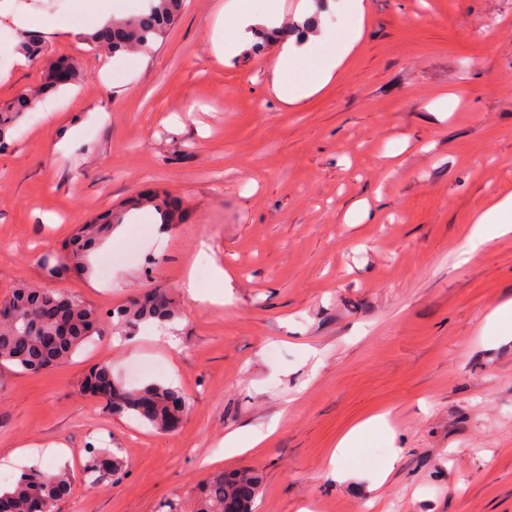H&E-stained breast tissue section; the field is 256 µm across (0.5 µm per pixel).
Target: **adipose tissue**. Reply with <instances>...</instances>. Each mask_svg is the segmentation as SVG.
<instances>
[{
    "label": "adipose tissue",
    "mask_w": 512,
    "mask_h": 512,
    "mask_svg": "<svg viewBox=\"0 0 512 512\" xmlns=\"http://www.w3.org/2000/svg\"><path fill=\"white\" fill-rule=\"evenodd\" d=\"M343 11L349 23V31L344 40L340 55L314 57L313 49L325 44L331 37L328 16L335 11ZM307 13L314 19L302 33H288L280 30L278 42L281 60L289 70L298 73L299 80L296 98H304L317 92L332 78L337 68L356 45L362 30L366 12L365 0H323L321 7L307 5ZM268 12L258 0H237L233 23L227 36L213 40L217 55L234 52L246 40L253 28L267 23ZM512 230V195L485 205L477 214L475 227L469 239L471 252H478L489 234Z\"/></svg>",
    "instance_id": "adipose-tissue-1"
}]
</instances>
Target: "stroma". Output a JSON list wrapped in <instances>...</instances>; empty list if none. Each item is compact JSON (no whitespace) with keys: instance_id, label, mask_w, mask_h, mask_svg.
<instances>
[{"instance_id":"1","label":"stroma","mask_w":512,"mask_h":512,"mask_svg":"<svg viewBox=\"0 0 512 512\" xmlns=\"http://www.w3.org/2000/svg\"><path fill=\"white\" fill-rule=\"evenodd\" d=\"M102 4L0 0V108L44 79L23 34L79 70L0 150V299L49 286L105 316L162 288L181 316L165 341L115 329L41 373L0 365V462L65 466L56 512H194L208 475L243 468L254 512H512V339L487 326L512 300V232L466 254L476 213L512 194V0H368L344 66L294 104L274 42L216 56L230 0H186L149 52L115 55L86 40ZM147 190L178 224L133 212L91 258L112 254L109 275L44 278L77 224ZM192 267L223 303L188 296ZM101 363L187 394L179 428L104 412L79 389ZM378 414L336 481V442ZM244 427L270 436L225 454ZM91 448L120 472L90 481Z\"/></svg>"}]
</instances>
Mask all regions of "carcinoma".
<instances>
[{"label":"carcinoma","instance_id":"1","mask_svg":"<svg viewBox=\"0 0 512 512\" xmlns=\"http://www.w3.org/2000/svg\"><path fill=\"white\" fill-rule=\"evenodd\" d=\"M183 5L184 0H150L148 11L133 18L114 19L86 36V40L113 53L146 52L164 37ZM61 88L63 84L56 79L50 61H45L41 87L21 90L7 108L0 110V145L18 120L35 108L41 95ZM127 207H151L161 216L162 223H176V212L167 193L131 199ZM123 216L117 212L107 222L91 218L78 225L61 250L40 258L45 279H60L72 271L89 272L90 254L111 236ZM115 315L118 324L130 331L144 323L163 326L178 317L173 301L160 289L130 300ZM102 323L98 311L75 296L49 288L19 287L0 301V364L34 373L63 364L101 333ZM81 385L84 392L101 398L107 413L163 432L170 431L171 422L184 416L190 406L186 395L162 384L128 387L112 375L111 366L106 364L89 369ZM120 467L121 460L114 453L89 452L86 470L95 479L115 473ZM260 484V475L253 471L214 473L202 483L195 512H252ZM70 489L66 468L36 467L21 471L10 486L0 490V496L14 503L15 512H33L37 503L41 512H54Z\"/></svg>","mask_w":512,"mask_h":512}]
</instances>
